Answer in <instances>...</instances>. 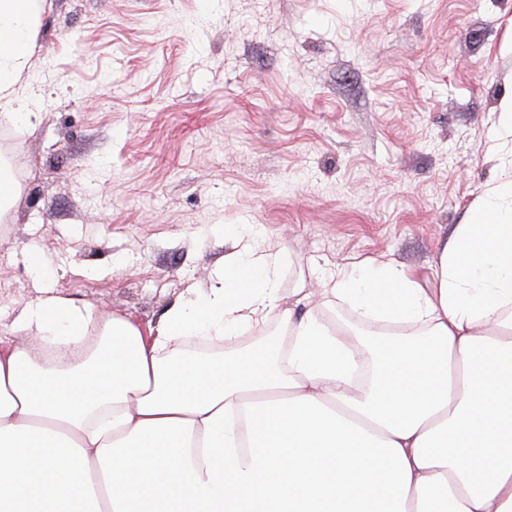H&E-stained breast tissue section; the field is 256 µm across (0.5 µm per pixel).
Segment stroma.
I'll return each instance as SVG.
<instances>
[{
    "label": "stroma",
    "mask_w": 512,
    "mask_h": 512,
    "mask_svg": "<svg viewBox=\"0 0 512 512\" xmlns=\"http://www.w3.org/2000/svg\"><path fill=\"white\" fill-rule=\"evenodd\" d=\"M18 96L2 310L47 288L146 328L252 236L285 296L426 277L500 174L512 0H43Z\"/></svg>",
    "instance_id": "1"
}]
</instances>
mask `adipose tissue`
<instances>
[{
    "label": "adipose tissue",
    "instance_id": "obj_1",
    "mask_svg": "<svg viewBox=\"0 0 512 512\" xmlns=\"http://www.w3.org/2000/svg\"><path fill=\"white\" fill-rule=\"evenodd\" d=\"M38 0H0V113ZM281 253L245 244L142 331L51 292L0 341V512H512V177L457 225L430 277L337 266L284 302ZM403 325L384 356L313 297ZM277 316L287 347L183 351Z\"/></svg>",
    "mask_w": 512,
    "mask_h": 512
}]
</instances>
